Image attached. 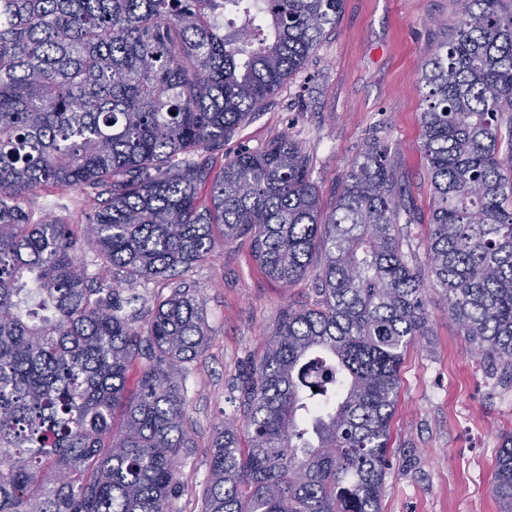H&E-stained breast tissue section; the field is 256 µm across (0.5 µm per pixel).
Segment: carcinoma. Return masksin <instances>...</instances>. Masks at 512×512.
Masks as SVG:
<instances>
[{
    "label": "carcinoma",
    "instance_id": "carcinoma-1",
    "mask_svg": "<svg viewBox=\"0 0 512 512\" xmlns=\"http://www.w3.org/2000/svg\"><path fill=\"white\" fill-rule=\"evenodd\" d=\"M343 2L0 0V512H171L207 307L136 286L239 240L321 300L288 308L240 415L215 427L204 512H381L432 291L470 354L512 373V0H454L421 63L424 255L375 143L327 205L288 132L213 173L207 154L304 68ZM42 187L88 191L87 235L32 221L22 202ZM86 251L125 286H93ZM495 466L512 512V431Z\"/></svg>",
    "mask_w": 512,
    "mask_h": 512
}]
</instances>
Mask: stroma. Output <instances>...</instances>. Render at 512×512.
I'll use <instances>...</instances> for the list:
<instances>
[{"label":"stroma","mask_w":512,"mask_h":512,"mask_svg":"<svg viewBox=\"0 0 512 512\" xmlns=\"http://www.w3.org/2000/svg\"><path fill=\"white\" fill-rule=\"evenodd\" d=\"M454 9L452 0H344L335 27L306 66L225 140L215 164L288 131L309 155L312 178L328 198L376 139L387 148L418 213L428 216L431 188L421 152L417 69L435 44L437 21L452 19ZM23 206L36 219H64L77 234L88 229L83 191L41 189ZM179 286L205 297L210 339L182 382L190 447L181 456L172 510L203 512L213 428L221 414L235 412L233 386L260 357L269 330L287 308L313 305L320 296L312 278L289 288L268 278L244 241L141 291L165 297ZM443 306L439 296L431 297L429 334L401 365L383 512L497 510L495 460L502 432L512 430V386L467 355Z\"/></svg>","instance_id":"35a3bbf8"}]
</instances>
